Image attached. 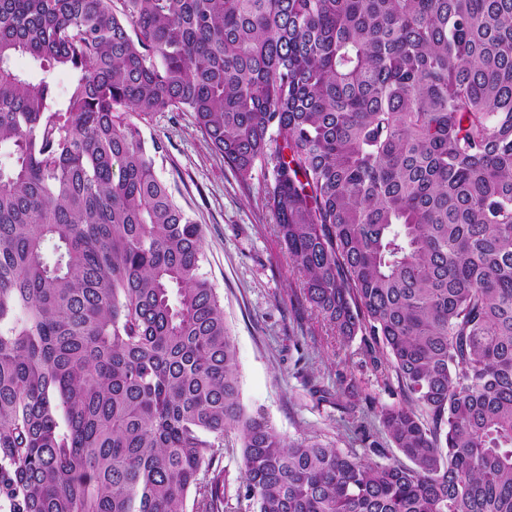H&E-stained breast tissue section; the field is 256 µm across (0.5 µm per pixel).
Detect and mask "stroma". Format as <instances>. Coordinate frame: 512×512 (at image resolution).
Returning a JSON list of instances; mask_svg holds the SVG:
<instances>
[{"mask_svg": "<svg viewBox=\"0 0 512 512\" xmlns=\"http://www.w3.org/2000/svg\"><path fill=\"white\" fill-rule=\"evenodd\" d=\"M143 136L162 143L157 172L202 226L203 269L224 304L243 406L263 408L291 441L315 436L359 454L369 442L390 447L378 411L402 402L398 383L383 382L363 336L337 343L293 300L300 283L261 202L271 167L241 181L189 112L156 114Z\"/></svg>", "mask_w": 512, "mask_h": 512, "instance_id": "1", "label": "stroma"}]
</instances>
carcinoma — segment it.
<instances>
[{
    "instance_id": "cac0c4a2",
    "label": "carcinoma",
    "mask_w": 512,
    "mask_h": 512,
    "mask_svg": "<svg viewBox=\"0 0 512 512\" xmlns=\"http://www.w3.org/2000/svg\"><path fill=\"white\" fill-rule=\"evenodd\" d=\"M159 112L272 166L295 298L386 353L403 459L243 408ZM2 153L0 512H512V0H0Z\"/></svg>"
}]
</instances>
